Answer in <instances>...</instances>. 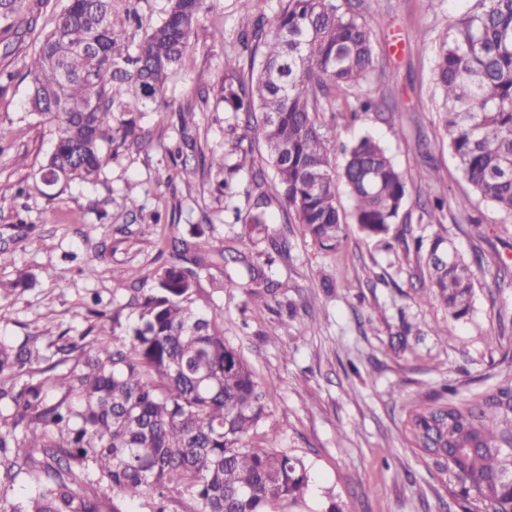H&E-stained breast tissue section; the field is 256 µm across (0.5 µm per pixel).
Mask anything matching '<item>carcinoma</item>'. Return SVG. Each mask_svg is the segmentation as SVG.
<instances>
[{"label": "carcinoma", "mask_w": 512, "mask_h": 512, "mask_svg": "<svg viewBox=\"0 0 512 512\" xmlns=\"http://www.w3.org/2000/svg\"><path fill=\"white\" fill-rule=\"evenodd\" d=\"M204 2L169 0L136 40L132 0H66L25 63L31 114L54 128L42 176L55 185L93 182L116 132L146 145L124 115L164 101ZM258 2L238 0L245 25L238 48L224 54L225 108L248 119L231 152L211 155L208 169L238 171L228 164L232 153L262 140L274 194L261 167L245 184L224 178L220 186L227 199L252 201L234 237L270 250L251 261L230 247L217 251L195 224L173 240L176 262L135 289V320L124 324L115 310L112 327L94 336H28L17 346L1 339L0 512H123L121 499L141 500L148 512H170L175 502L190 504L188 512H309V466L282 449L270 422L275 385L257 380L218 316L193 307L200 273L217 265L241 288L262 284L274 295L283 287L264 270L274 256L288 257V241L268 222L274 201L304 237L336 252L347 239L337 200L343 183L364 236L387 250L400 244L423 262L419 300L442 304L455 320L470 314L472 264L439 233L410 244L397 231L407 182L385 148L366 136L345 150L341 172L332 163L318 113L354 119L390 109L370 96L349 101L376 63L362 0H275L270 23ZM473 2L436 51L440 118L463 177L512 215V0ZM22 8V0L0 2V24L13 27ZM245 55L246 80L238 78ZM179 114V142L167 149L170 181L197 148L191 118ZM402 433L461 512H512V488L501 479L512 466V361L502 362L490 389L426 391L408 408ZM21 477L32 494L8 499Z\"/></svg>", "instance_id": "cac0c4a2"}]
</instances>
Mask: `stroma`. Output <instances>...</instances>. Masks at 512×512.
Instances as JSON below:
<instances>
[{"instance_id":"obj_1","label":"stroma","mask_w":512,"mask_h":512,"mask_svg":"<svg viewBox=\"0 0 512 512\" xmlns=\"http://www.w3.org/2000/svg\"><path fill=\"white\" fill-rule=\"evenodd\" d=\"M208 4L166 103L135 115L150 147L115 138L103 147L108 163L94 182L65 187L41 181L53 134L26 115L30 81L23 62L37 35L20 23L0 28V69L17 74L0 94V124L11 130L0 148V238L12 250L10 262L0 264V280L18 283L0 299V338L18 344L47 330L78 336L118 307L131 317L129 269L148 275L169 262L168 238L186 235L190 225H209L213 246L228 245L245 200L225 199L201 156L188 157L187 176L167 179L179 109L195 108L201 155L231 147L221 99L224 47L208 33L220 25L232 35L242 16L237 0ZM471 6V0H365L377 64L363 89L394 103L395 114L369 112L354 121L318 115L336 142L349 146L370 135L387 149L407 177L402 227L408 235L439 232L465 259L481 256L470 315L455 320L439 303H417L421 271L413 255L382 249L350 223L345 248L322 251L276 204L268 214L273 229L287 236L290 254L267 274L287 283L286 305L263 291L250 296L225 287L219 268L201 273L197 284L196 308L221 315L225 337L260 380L276 384L272 419L286 449L309 465L318 510L333 500L345 512H448L435 478L402 439L405 408L421 390L448 379L493 387L503 359L512 357V288L494 286L498 267L512 266V216L474 196L448 148L432 82L449 18ZM431 185L447 190L450 200L437 220L427 216ZM22 186L28 193L20 197ZM129 194L141 210L123 208ZM464 195L472 205L463 213L455 201ZM21 223L31 232L18 233ZM92 257L97 271L90 277L84 267ZM307 297L312 306L306 310ZM273 325L283 346L264 338Z\"/></svg>"}]
</instances>
